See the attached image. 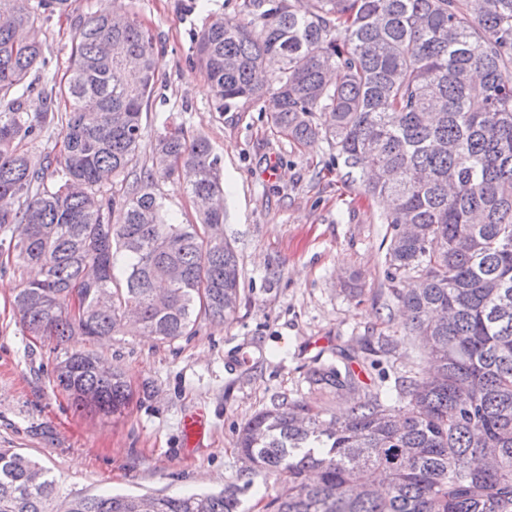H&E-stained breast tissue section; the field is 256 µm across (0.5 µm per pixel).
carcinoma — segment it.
<instances>
[{
  "label": "carcinoma",
  "instance_id": "carcinoma-1",
  "mask_svg": "<svg viewBox=\"0 0 512 512\" xmlns=\"http://www.w3.org/2000/svg\"><path fill=\"white\" fill-rule=\"evenodd\" d=\"M0 23V256L34 276L13 308L32 335L192 334L229 321L241 269L220 232V159L180 124L139 151L154 92L153 39L133 21L79 22L61 95L63 148L19 150L47 125L27 82L42 46L20 40L69 0H8ZM220 111L258 108L297 145L323 140L390 228L388 293L416 356L395 400L351 371L309 386L344 417L279 396L240 428L242 475L284 479L266 512H512V0H239L197 34ZM196 204L184 224L159 183ZM19 224L20 236L11 235ZM54 381L77 411L114 416L133 390L93 352H65ZM241 489L60 497L39 461L0 448V512H239Z\"/></svg>",
  "mask_w": 512,
  "mask_h": 512
}]
</instances>
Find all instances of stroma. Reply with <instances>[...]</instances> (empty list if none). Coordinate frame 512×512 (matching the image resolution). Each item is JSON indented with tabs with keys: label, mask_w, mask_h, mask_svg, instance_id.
I'll return each instance as SVG.
<instances>
[{
	"label": "stroma",
	"mask_w": 512,
	"mask_h": 512,
	"mask_svg": "<svg viewBox=\"0 0 512 512\" xmlns=\"http://www.w3.org/2000/svg\"><path fill=\"white\" fill-rule=\"evenodd\" d=\"M233 0H70L67 15L40 21L47 63L30 76V109L58 88L79 22L113 9L153 37L158 81L143 118L140 151L149 157L170 119L210 141L224 179V236L243 269L234 318H198L195 335L160 342L136 331L100 342L73 337L64 347L30 336L12 301L20 273L0 270V448L36 457L61 494L217 492L238 481L241 425L285 394L331 413L348 406L310 390L309 368L355 353L351 367L369 385L376 336L403 326L387 292L380 204L332 159L326 142L298 147L265 113L218 111L195 65V38ZM95 350L118 365L135 392L118 418L78 413L52 377L64 350ZM203 415L202 435L183 428Z\"/></svg>",
	"instance_id": "stroma-1"
}]
</instances>
